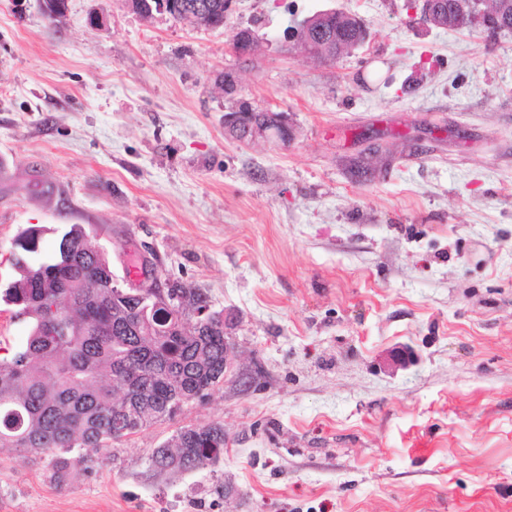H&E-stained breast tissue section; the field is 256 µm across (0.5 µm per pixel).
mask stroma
Instances as JSON below:
<instances>
[{
  "mask_svg": "<svg viewBox=\"0 0 512 512\" xmlns=\"http://www.w3.org/2000/svg\"><path fill=\"white\" fill-rule=\"evenodd\" d=\"M326 8L370 38L323 63L284 34ZM239 100L292 140L226 136ZM70 224L117 279L135 243L230 313L243 380L88 451L64 489L0 450V512H512V33L425 27L405 0H233L216 29L0 0V277L24 229L46 251ZM210 422L218 462L151 465Z\"/></svg>",
  "mask_w": 512,
  "mask_h": 512,
  "instance_id": "1",
  "label": "stroma"
}]
</instances>
